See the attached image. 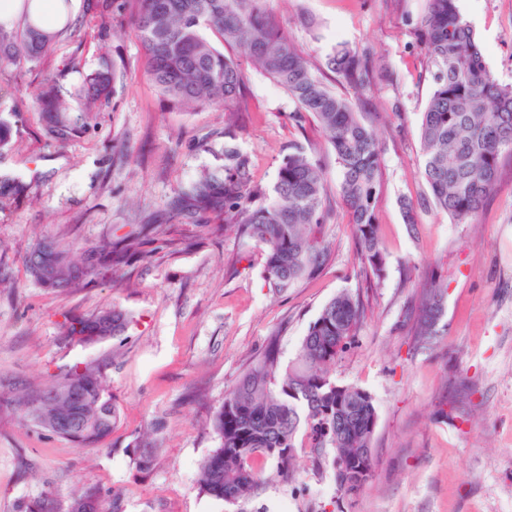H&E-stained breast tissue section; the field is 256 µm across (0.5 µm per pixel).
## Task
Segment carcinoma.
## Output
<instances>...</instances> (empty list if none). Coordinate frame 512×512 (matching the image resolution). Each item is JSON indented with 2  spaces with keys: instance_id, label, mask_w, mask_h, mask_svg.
<instances>
[{
  "instance_id": "1",
  "label": "carcinoma",
  "mask_w": 512,
  "mask_h": 512,
  "mask_svg": "<svg viewBox=\"0 0 512 512\" xmlns=\"http://www.w3.org/2000/svg\"><path fill=\"white\" fill-rule=\"evenodd\" d=\"M33 0H23L22 25L0 23V71L39 61L54 33L31 22ZM133 22L145 54V74L159 94L181 107H224L225 123L237 119L231 107L241 98L245 75L238 63L207 38L211 33L239 50L253 67L279 85L302 112L318 123L341 172L339 194L351 216L359 259L367 274L382 278L385 253L380 239L376 199L381 187V149L374 128L356 110L370 86L366 61L342 46L326 68L352 90L344 96L318 76L310 59L296 48L270 14L268 0H133ZM415 35L427 56L431 90L422 112L423 164L419 176L434 207L457 224H473L498 184L502 154L512 155V86L502 85L485 62L476 33L457 0H428ZM116 72L104 68L75 90L76 115L51 89L42 101L45 132L53 139L82 130L93 105L106 99ZM224 176L206 173L182 192L189 206L218 211L236 224L264 257L262 277L275 294H283L327 267L333 246L323 226L329 207L319 161L297 147L278 169L268 201L249 187L247 163L238 147L224 145ZM22 184L0 176V209L21 197ZM148 225L125 235L110 233L84 251V265L68 246L54 243L58 280L41 274V260L25 258L36 285L60 293L84 290L89 275L128 266L146 256ZM444 288L432 281L420 296L414 340L424 348L436 334ZM364 309L358 296L343 290L312 321L296 357L282 365L277 337L250 358L224 403L212 414L210 428L218 445L201 462L199 483L208 496L246 512L245 504L269 482L295 477L294 463L308 450L313 475H333L343 495L353 497L372 478V440L378 414L372 396L354 385H338L329 367L351 346ZM126 316L112 309L66 323L68 341L89 345L95 336H116ZM25 417L40 427L86 447L112 431L118 406L102 369L87 365L58 377L44 391L19 396ZM271 462L266 475L259 464Z\"/></svg>"
}]
</instances>
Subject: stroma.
Here are the masks:
<instances>
[{
	"mask_svg": "<svg viewBox=\"0 0 512 512\" xmlns=\"http://www.w3.org/2000/svg\"><path fill=\"white\" fill-rule=\"evenodd\" d=\"M457 5L489 68L511 85L512 0ZM426 7L427 0L267 3L336 92L350 89L324 68L334 47L367 54L375 84L358 110L381 140L380 280L361 269L335 157L314 118L248 60L240 62L246 91L235 125L225 124L220 106H171L143 72L131 0H77L39 62L0 76V116L13 125L0 175L29 185L27 199L0 210V394L41 391L62 372L97 364L119 410L111 434L84 448L0 406V512H24L48 493L68 512L88 486L100 490L105 512H231L199 489L200 463L217 446L213 411L273 333L281 335L282 361L293 359L309 323L344 289L359 294L364 318L331 377L373 398L374 475L346 498L333 477L305 469L267 485L253 512H512V156H502L497 190L476 223H453L428 202L418 170L431 79L414 34ZM106 61L118 74L115 93L82 132L48 138L39 105L45 76L54 75L66 97ZM230 139L251 187L268 195L294 147L322 164L333 259L288 293L269 290L258 249L220 230L223 213L174 205L205 172L223 170ZM405 199L414 206L409 222ZM140 224L162 227L148 256L94 275L81 292L48 293L28 276L25 258L36 242H64L78 253L106 231L123 235ZM432 278L445 288L444 305L430 349L420 350L412 328ZM112 307L128 318L121 335L90 346L65 341L66 317ZM443 399L448 416L438 419Z\"/></svg>",
	"mask_w": 512,
	"mask_h": 512,
	"instance_id": "stroma-1",
	"label": "stroma"
}]
</instances>
